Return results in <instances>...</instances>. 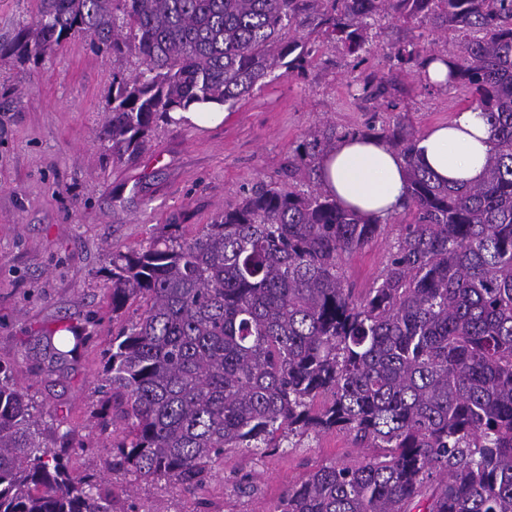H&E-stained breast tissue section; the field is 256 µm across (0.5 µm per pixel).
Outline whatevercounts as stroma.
Returning a JSON list of instances; mask_svg holds the SVG:
<instances>
[{
  "label": "stroma",
  "mask_w": 512,
  "mask_h": 512,
  "mask_svg": "<svg viewBox=\"0 0 512 512\" xmlns=\"http://www.w3.org/2000/svg\"><path fill=\"white\" fill-rule=\"evenodd\" d=\"M460 32L377 16L363 60L322 45L305 72L269 81L239 102L222 125L200 130L162 123L147 150L117 162L99 140L112 100L113 62L83 38L39 58L0 54V361L35 402L45 426L85 429L93 421L101 353L114 332L137 317L135 306L113 317L112 253L139 249L176 224L195 235L258 182L284 183L301 162L310 131L335 127L347 136L402 115L417 134L452 120L467 106L464 92L422 80L395 53L409 42L453 57ZM389 77L384 97H364L365 78ZM396 225L346 258L347 283L362 293L383 268ZM76 327L90 336L78 355L54 371L41 366L46 337ZM363 449L329 432L296 438L293 447L263 456L225 453L200 496L172 484L110 476L137 512H273L283 490L321 464L351 463ZM251 476V494L234 488Z\"/></svg>",
  "instance_id": "1"
}]
</instances>
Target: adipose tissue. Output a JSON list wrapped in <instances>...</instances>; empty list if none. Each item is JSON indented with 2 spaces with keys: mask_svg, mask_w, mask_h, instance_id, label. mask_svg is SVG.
Listing matches in <instances>:
<instances>
[{
  "mask_svg": "<svg viewBox=\"0 0 512 512\" xmlns=\"http://www.w3.org/2000/svg\"><path fill=\"white\" fill-rule=\"evenodd\" d=\"M417 148L421 165L442 180L475 182L491 149L490 127L469 108L428 130ZM320 169L322 189L370 220L398 211L406 193L403 157L378 138L343 137L322 156Z\"/></svg>",
  "mask_w": 512,
  "mask_h": 512,
  "instance_id": "ef3b65f1",
  "label": "adipose tissue"
}]
</instances>
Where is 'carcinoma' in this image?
Listing matches in <instances>:
<instances>
[{
	"mask_svg": "<svg viewBox=\"0 0 512 512\" xmlns=\"http://www.w3.org/2000/svg\"><path fill=\"white\" fill-rule=\"evenodd\" d=\"M379 13L462 38L449 84L487 118L477 184H445L394 116L407 164L401 234L372 286L347 285L345 256L386 225L320 190L261 184L191 238L112 254V315L138 318L102 352L94 428L108 470L194 494L224 453L268 454L329 431L372 452L325 463L273 512H512V0H38L0 50L39 57L79 36L138 72L112 71L99 139L115 161L146 150L174 112L231 111L276 71H304L320 45L360 57ZM308 31L302 42L290 33ZM400 61L422 66L409 43ZM336 139L310 132L312 159ZM46 339L48 366L90 337ZM0 363V512H115L95 471L69 466L76 430L53 433Z\"/></svg>",
	"mask_w": 512,
	"mask_h": 512,
	"instance_id": "obj_1",
	"label": "carcinoma"
}]
</instances>
